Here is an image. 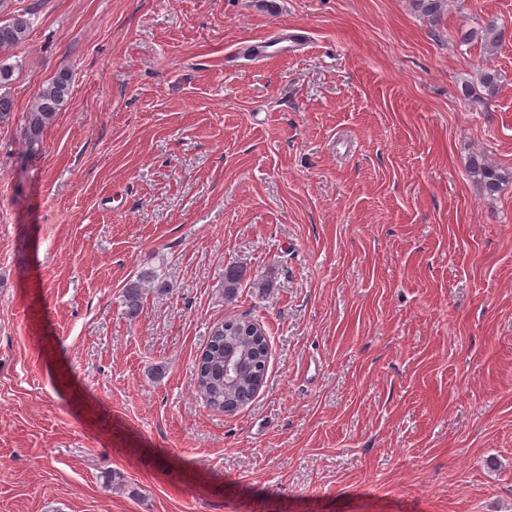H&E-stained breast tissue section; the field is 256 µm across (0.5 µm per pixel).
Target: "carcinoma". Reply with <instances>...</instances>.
I'll use <instances>...</instances> for the list:
<instances>
[{
  "label": "carcinoma",
  "mask_w": 512,
  "mask_h": 512,
  "mask_svg": "<svg viewBox=\"0 0 512 512\" xmlns=\"http://www.w3.org/2000/svg\"><path fill=\"white\" fill-rule=\"evenodd\" d=\"M33 22L32 14L28 12H15L6 20L0 21V124L9 122L14 113V100L5 88L11 84L17 65L8 63V60L13 56V50L29 36ZM71 83L70 72H58L42 88L27 112L24 138L30 151L38 150L45 127L68 99ZM469 172L486 194L492 196L500 191L504 176L485 158L473 157L469 163ZM242 279L241 269L235 266L225 268V298L231 299L235 296ZM142 303L140 285L130 284L125 295L127 314L131 317L137 315ZM227 349L234 350L246 363L245 372L231 385L224 383V353ZM267 357L266 336L217 326L212 330L210 341L197 360L193 386L210 407L222 411L235 410L248 403V399L244 398L245 393L253 394L257 391L256 371L264 370Z\"/></svg>",
  "instance_id": "1"
}]
</instances>
